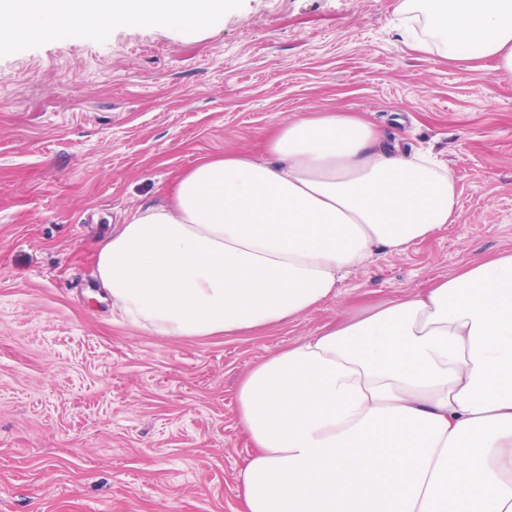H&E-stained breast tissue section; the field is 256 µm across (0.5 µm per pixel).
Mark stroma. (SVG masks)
I'll return each mask as SVG.
<instances>
[{
	"label": "stroma",
	"mask_w": 512,
	"mask_h": 512,
	"mask_svg": "<svg viewBox=\"0 0 512 512\" xmlns=\"http://www.w3.org/2000/svg\"><path fill=\"white\" fill-rule=\"evenodd\" d=\"M401 0H227L199 29L0 43V512H246V372L512 250V74L413 49ZM349 112L454 173L458 216L286 325L171 338L112 317L95 255L200 160Z\"/></svg>",
	"instance_id": "35a3bbf8"
}]
</instances>
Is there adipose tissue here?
<instances>
[{"mask_svg":"<svg viewBox=\"0 0 512 512\" xmlns=\"http://www.w3.org/2000/svg\"><path fill=\"white\" fill-rule=\"evenodd\" d=\"M414 48L512 73V0H402ZM224 0H0V32L195 27ZM270 160L205 159L139 209L96 271L114 318L157 336L276 326L336 295L376 251L454 223L457 189L426 154L345 112L287 119ZM255 452L247 512H512V251L324 329L237 391Z\"/></svg>","mask_w":512,"mask_h":512,"instance_id":"adipose-tissue-1","label":"adipose tissue"}]
</instances>
